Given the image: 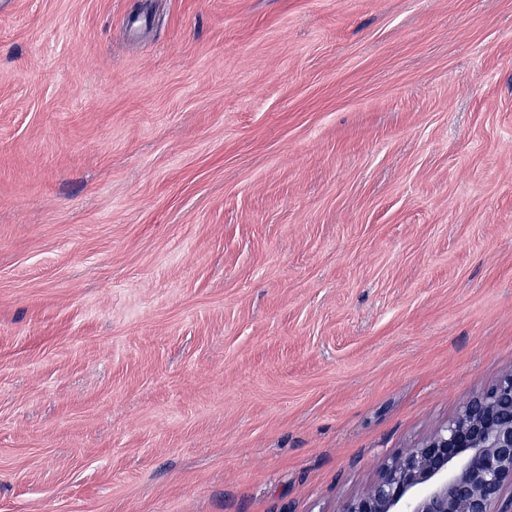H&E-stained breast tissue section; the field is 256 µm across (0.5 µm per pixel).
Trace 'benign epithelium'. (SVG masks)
Listing matches in <instances>:
<instances>
[{
  "label": "benign epithelium",
  "instance_id": "benign-epithelium-1",
  "mask_svg": "<svg viewBox=\"0 0 512 512\" xmlns=\"http://www.w3.org/2000/svg\"><path fill=\"white\" fill-rule=\"evenodd\" d=\"M512 369L426 441L386 461L341 512H512Z\"/></svg>",
  "mask_w": 512,
  "mask_h": 512
}]
</instances>
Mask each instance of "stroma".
<instances>
[{
	"mask_svg": "<svg viewBox=\"0 0 512 512\" xmlns=\"http://www.w3.org/2000/svg\"><path fill=\"white\" fill-rule=\"evenodd\" d=\"M512 368V0H0V512H341Z\"/></svg>",
	"mask_w": 512,
	"mask_h": 512,
	"instance_id": "1",
	"label": "stroma"
}]
</instances>
